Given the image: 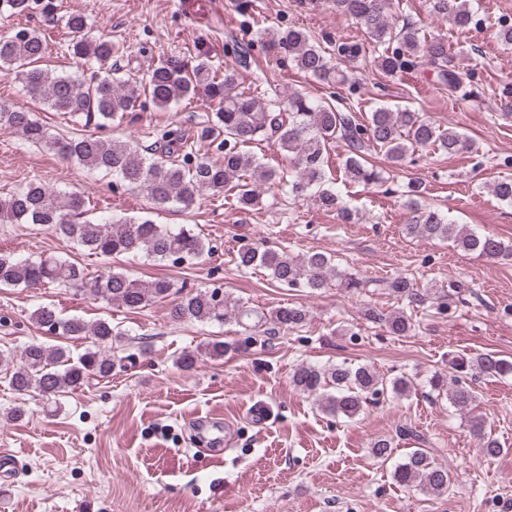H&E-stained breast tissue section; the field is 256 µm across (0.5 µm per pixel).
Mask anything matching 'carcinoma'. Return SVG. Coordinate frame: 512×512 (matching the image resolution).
Returning a JSON list of instances; mask_svg holds the SVG:
<instances>
[{"mask_svg": "<svg viewBox=\"0 0 512 512\" xmlns=\"http://www.w3.org/2000/svg\"><path fill=\"white\" fill-rule=\"evenodd\" d=\"M329 4L336 13L356 21L362 31L361 39L324 45L303 29L290 26L266 29L262 39L265 50L336 87L333 102L300 93L285 101L265 102L239 88L236 68L227 66L220 72L204 60L190 66L179 58L166 57L142 74H123L112 64L119 48L110 39L90 35L87 17L72 15L66 21L72 34L67 51L92 66L90 81L36 67L35 63L46 53L47 43L32 29L0 36V74L14 76L31 97L85 127H94V131L74 135L53 133L33 113L2 104L0 129L16 132L26 141L45 146L89 170L110 173L120 184L140 192L158 206L172 204L189 210L205 192L215 196L230 191L236 208L251 212L260 206L261 185L267 184L277 189L286 187L292 198L311 199L322 210L336 213L341 222L351 223L355 215L343 204L341 190L326 175L331 144L344 146L345 179L365 186L385 181L382 171L367 159L371 150L383 151L391 168L401 170L420 149L452 155L468 152L474 144L457 129L443 128L416 109L394 111L379 106L369 113L367 120H359L353 112L358 100L357 85L348 79L341 66L372 64L387 75L427 68L436 73L439 84L448 87L451 95L467 91L477 96L479 90L474 70L459 65L457 52L447 38L427 34L408 21L396 26V15L410 10L408 0H329ZM34 5L35 0H0V15H22ZM429 7L433 15L447 19L458 30L465 29L471 19L478 26L485 23L472 0H429ZM202 90L216 103V109L197 127L196 142L215 143L224 149L220 163L200 155L177 128L156 134L154 149L148 154L129 141L103 135L104 130L131 114L143 96L165 109L195 97ZM260 136L274 140L278 149L288 155L294 175L289 177L282 170L262 166L246 150ZM492 193L499 202L512 205V180H497ZM422 195L420 182L406 183L404 196L411 213L410 223L405 225L407 235L447 240L480 258L494 259L512 251L496 236L458 224L424 205ZM86 214V202L80 193L62 192L38 180L0 194L1 224H39L90 256L141 254L157 263L193 265L213 250L206 238L184 227L174 229L149 218L97 221L86 218ZM236 264L243 269L259 266L276 284L303 287L312 293L332 285L358 293L386 288L418 305L434 291L432 286L416 288L402 276L377 279L347 273L324 252L295 258L280 248L246 243L237 251ZM38 285L82 292L129 310L164 300L175 288L174 282L165 277L147 281L114 269L92 278L81 263L67 258L32 260L0 254V286ZM170 316L180 322L224 324L232 320L246 332L271 336L303 326L308 311L302 306L288 305L267 311L249 308L214 288L182 296L170 309ZM31 318L48 334L85 341L87 345L76 357L67 347H50L40 341L26 345L17 360L1 354L0 374L20 398L36 397L50 406L92 380L112 377V372L123 367L124 360L131 359L129 355L122 358L112 353V348L123 342L124 333L110 320L86 322L79 317H63L51 306L36 308ZM378 320L398 336L411 331L412 323L402 312L380 316ZM453 366L459 376L448 389L449 403L465 416L469 431L482 441L484 454L501 455L504 449L486 433L484 420L475 413L477 394L465 379L504 376L512 373V362L490 352L461 358ZM292 382L298 390L316 396L322 412L347 419L358 417L370 399L385 393L407 396L412 388L411 380L405 377L387 379L368 365L353 366L346 362L328 367L301 363L293 371ZM393 453V442L389 439L380 438L372 444L373 456L383 462L391 459ZM393 477L401 485L438 496L447 492L451 483L448 468L436 463L424 448L408 452L395 465Z\"/></svg>", "mask_w": 512, "mask_h": 512, "instance_id": "obj_1", "label": "carcinoma"}]
</instances>
